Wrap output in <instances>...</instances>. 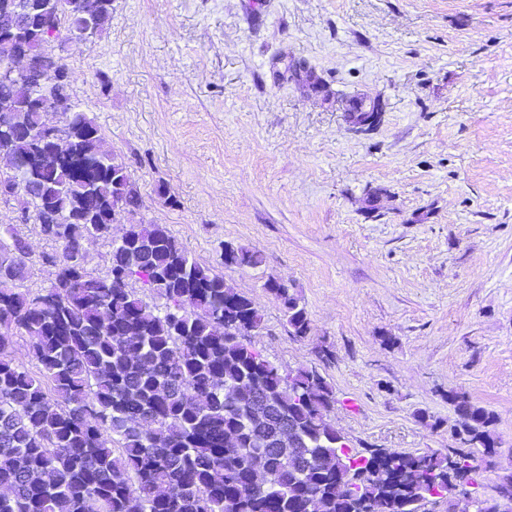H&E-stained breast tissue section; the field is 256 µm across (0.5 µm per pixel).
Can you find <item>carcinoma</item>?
<instances>
[{"label":"carcinoma","instance_id":"carcinoma-1","mask_svg":"<svg viewBox=\"0 0 512 512\" xmlns=\"http://www.w3.org/2000/svg\"><path fill=\"white\" fill-rule=\"evenodd\" d=\"M0 0V64L17 52L27 70L0 82V167L26 162L31 188L13 197L61 251L44 255L56 267L51 286L21 287L25 242L0 225V512H414L420 499L443 500L456 512L477 493L479 460L496 453L494 414L448 393L460 419L452 434L459 466L438 452L389 453L396 483L373 471L374 456L337 441L329 413L331 385L315 370L285 371L250 336L262 316L250 298L189 257L163 224L122 223L142 207L124 158L98 125L71 102L61 78L37 79L51 55V37L103 31L112 0ZM69 103L66 150L47 151L48 104ZM358 131L382 113H364V99L345 109ZM112 246L113 268L158 299L94 276L84 244ZM262 257L242 246L224 249V264L257 267ZM290 334L309 336L306 309L276 280ZM15 332L32 337L38 373L9 351ZM262 389L270 404L254 424L248 395ZM293 422L307 456L263 441ZM240 435L224 447V433ZM117 438L119 449L112 448ZM267 478L264 486L253 476Z\"/></svg>","mask_w":512,"mask_h":512}]
</instances>
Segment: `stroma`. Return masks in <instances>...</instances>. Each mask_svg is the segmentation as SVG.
<instances>
[{"instance_id":"35a3bbf8","label":"stroma","mask_w":512,"mask_h":512,"mask_svg":"<svg viewBox=\"0 0 512 512\" xmlns=\"http://www.w3.org/2000/svg\"><path fill=\"white\" fill-rule=\"evenodd\" d=\"M48 49L128 163L138 220L253 301L266 358L330 383L350 448L448 453L462 393L495 416V496L512 475V0H112L101 34ZM355 96L383 105L372 131L346 118ZM0 224L29 247L24 288L49 287L58 243L12 204ZM228 243L262 264L224 265ZM265 287L280 300L283 316L290 329V334L297 338L309 336L310 320L306 309L300 305L297 298L288 293V288L276 280H267Z\"/></svg>"}]
</instances>
